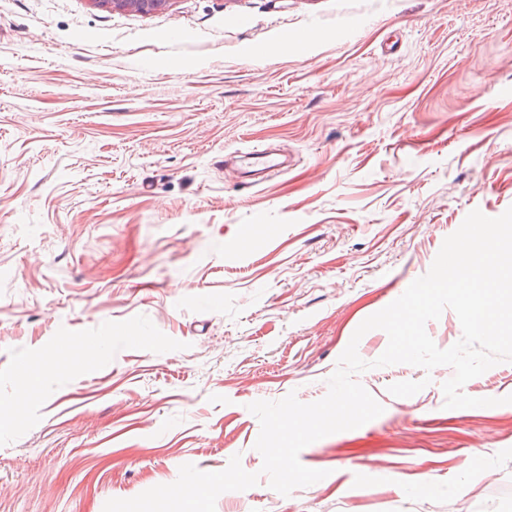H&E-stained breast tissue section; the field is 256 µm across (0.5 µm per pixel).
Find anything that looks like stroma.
Here are the masks:
<instances>
[{"label": "stroma", "instance_id": "1", "mask_svg": "<svg viewBox=\"0 0 512 512\" xmlns=\"http://www.w3.org/2000/svg\"><path fill=\"white\" fill-rule=\"evenodd\" d=\"M288 159L247 175L245 153ZM512 207V0H0V512H103L323 398L472 210ZM41 372L26 389L25 370ZM383 406L216 512H512V362ZM428 379L410 397L392 383Z\"/></svg>", "mask_w": 512, "mask_h": 512}]
</instances>
